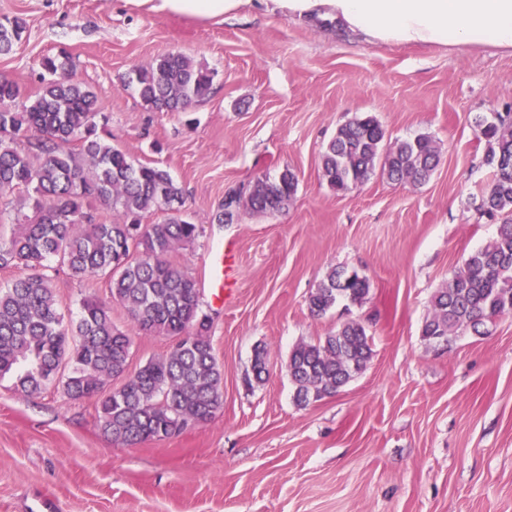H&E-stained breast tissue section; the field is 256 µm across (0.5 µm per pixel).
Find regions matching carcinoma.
<instances>
[{
    "label": "carcinoma",
    "instance_id": "cac0c4a2",
    "mask_svg": "<svg viewBox=\"0 0 512 512\" xmlns=\"http://www.w3.org/2000/svg\"><path fill=\"white\" fill-rule=\"evenodd\" d=\"M25 22L0 21V54L21 38ZM49 75L36 98L14 108L23 96L18 83L0 78V198L21 190L34 193V219L0 233V269L28 274L0 285V376L16 375L25 393L41 391L62 363L73 400L98 398V423L118 444L163 440L182 433L194 420L206 423L221 408L223 374L215 358L196 281L170 259L199 232L182 214L183 192L171 174L140 163L112 146L99 94L75 79L70 58L47 56ZM214 74L186 55L169 52L148 67L130 70L124 84L152 112H185L207 97ZM489 145L485 162L493 181L480 209L512 214V122L500 116L477 122ZM27 138L20 145L18 138ZM384 132L370 115L341 125L321 156L323 179L338 193L368 180L378 159L391 181L421 184L439 163L428 136L382 148ZM297 178L285 168L254 182L248 194L224 198L219 224H232L244 207L256 214L279 212L293 200ZM99 201L113 217L96 222L87 212ZM166 217L142 223L154 211ZM50 258L75 278L104 275L111 298L125 307L134 326L170 336L176 348L128 373L132 340L112 322V307L101 299L82 301L81 316L66 323L52 279L41 272ZM367 278L332 269L308 297L310 312L325 314L339 299L360 303L369 294ZM512 310V220L498 225L485 246L434 296L432 316L422 335L453 340L458 330L474 332ZM373 356L365 326L349 321L315 343L297 344L288 359L294 401L307 406L335 394L366 369ZM258 384L268 380L267 351L252 359ZM116 389H108L114 380Z\"/></svg>",
    "mask_w": 512,
    "mask_h": 512
}]
</instances>
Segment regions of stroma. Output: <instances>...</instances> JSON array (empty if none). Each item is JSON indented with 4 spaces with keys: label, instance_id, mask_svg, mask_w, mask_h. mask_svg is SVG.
<instances>
[{
    "label": "stroma",
    "instance_id": "obj_1",
    "mask_svg": "<svg viewBox=\"0 0 512 512\" xmlns=\"http://www.w3.org/2000/svg\"><path fill=\"white\" fill-rule=\"evenodd\" d=\"M3 16L27 30L0 55V76L35 95L42 58L68 53L101 95L113 146L182 188L199 235L172 258L212 320L223 405L208 423L126 446L99 427L96 400L70 399L58 381L24 395L2 377L0 512H512V315L446 345L422 335L435 292L497 231L479 210L493 171L476 122L512 113L511 51L380 46L261 10L202 24L131 0H0ZM170 51L213 71V87L189 111L152 112L123 78ZM364 115L386 142L434 139L426 183L377 171L344 194L327 184L326 145ZM284 168L298 178L288 209L216 223L225 195ZM334 268L367 277L370 292L314 316L308 296ZM45 272L66 319L85 297L110 301L106 277ZM352 319L372 338L367 368L296 405L292 349Z\"/></svg>",
    "mask_w": 512,
    "mask_h": 512
}]
</instances>
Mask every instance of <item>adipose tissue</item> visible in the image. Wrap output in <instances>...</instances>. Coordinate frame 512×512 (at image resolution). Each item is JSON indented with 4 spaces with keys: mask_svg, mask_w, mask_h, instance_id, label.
Returning <instances> with one entry per match:
<instances>
[{
    "mask_svg": "<svg viewBox=\"0 0 512 512\" xmlns=\"http://www.w3.org/2000/svg\"><path fill=\"white\" fill-rule=\"evenodd\" d=\"M202 23L261 9L287 19H329L384 46L512 51V0H134Z\"/></svg>",
    "mask_w": 512,
    "mask_h": 512,
    "instance_id": "obj_1",
    "label": "adipose tissue"
}]
</instances>
